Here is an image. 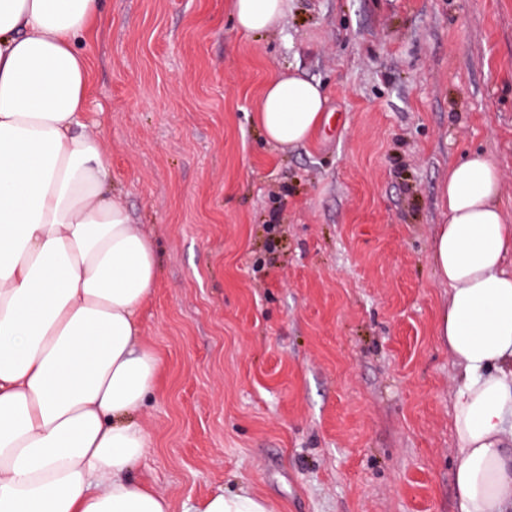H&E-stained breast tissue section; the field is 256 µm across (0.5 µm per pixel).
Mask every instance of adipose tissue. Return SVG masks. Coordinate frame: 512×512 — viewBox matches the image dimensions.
<instances>
[{"mask_svg": "<svg viewBox=\"0 0 512 512\" xmlns=\"http://www.w3.org/2000/svg\"><path fill=\"white\" fill-rule=\"evenodd\" d=\"M286 0H232L258 34ZM102 0H0V512H172L130 473L151 446L138 414L159 363L140 313L158 263L111 197L102 140L81 131L90 71L79 44ZM317 82L266 84L255 122L288 148L325 120ZM499 171L474 151L448 167L432 258L448 304L437 333L460 367L454 397L458 512H512V217ZM189 512H272L217 490Z\"/></svg>", "mask_w": 512, "mask_h": 512, "instance_id": "obj_1", "label": "adipose tissue"}]
</instances>
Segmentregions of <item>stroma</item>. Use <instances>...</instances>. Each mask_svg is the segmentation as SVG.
I'll return each mask as SVG.
<instances>
[{"mask_svg":"<svg viewBox=\"0 0 512 512\" xmlns=\"http://www.w3.org/2000/svg\"><path fill=\"white\" fill-rule=\"evenodd\" d=\"M84 131L153 238L159 359L134 480L173 512L216 489L273 512H456L458 366L430 244L472 150L512 215V0H103ZM325 89L306 143L264 141L267 81ZM235 27L246 34H258L276 27L288 10L286 0H231Z\"/></svg>","mask_w":512,"mask_h":512,"instance_id":"35a3bbf8","label":"stroma"}]
</instances>
